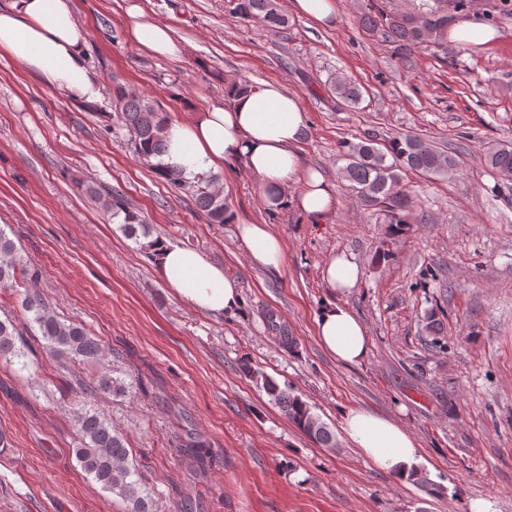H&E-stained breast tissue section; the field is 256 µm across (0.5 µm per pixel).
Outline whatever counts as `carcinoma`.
<instances>
[{
    "instance_id": "1",
    "label": "carcinoma",
    "mask_w": 512,
    "mask_h": 512,
    "mask_svg": "<svg viewBox=\"0 0 512 512\" xmlns=\"http://www.w3.org/2000/svg\"><path fill=\"white\" fill-rule=\"evenodd\" d=\"M233 12L248 23H255L269 32L279 33L288 26L276 0H231ZM360 23L382 41L393 45L403 56L421 46L448 44V27L451 24L447 6L441 0L426 5L425 10L414 14H391L379 0H363ZM330 90L348 105L359 103L362 92L359 86L345 78H337ZM112 104L119 115L118 129L128 135L133 153L160 178L194 200L195 205L211 224H224L229 207L224 202L213 177L202 175L195 181L185 180L178 172L166 169L162 156L165 153L167 116L159 103L146 96L129 92L124 84L113 80ZM487 167L496 175H512V143L498 141L483 149ZM339 159L345 162L343 177L349 183L358 202L384 212L393 234H404L412 224L415 206L410 193L402 187V173L411 171L420 176H442L456 171L457 163L450 155L439 150L418 135L395 137L385 145L368 136L357 142L345 141ZM86 194L104 204L111 218L121 219L123 231L130 237L149 236L141 216L132 210L126 197L116 189L99 185L92 180L84 182ZM39 272L24 262L15 241L0 228V288H21L20 306L28 315V322L38 328L44 348L51 355L64 360L98 362L104 348L84 325L71 318L54 314L46 298L39 292L26 288L27 282L37 279ZM19 323L0 319V360L12 362L25 356L17 346ZM262 388L270 400L288 416V420L317 444L336 447L334 433L314 413L312 406L288 386H280L272 378L261 377ZM130 384L121 377L107 373L98 376L90 386L92 391H103L114 397L129 393ZM78 444L72 453L81 469L100 485L101 489L128 504V512H158L154 499L144 487L134 469L129 466V450L123 434L92 409L75 413ZM410 480L420 485L426 494L433 496L443 488L412 469Z\"/></svg>"
}]
</instances>
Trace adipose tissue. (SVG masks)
<instances>
[{
    "label": "adipose tissue",
    "mask_w": 512,
    "mask_h": 512,
    "mask_svg": "<svg viewBox=\"0 0 512 512\" xmlns=\"http://www.w3.org/2000/svg\"><path fill=\"white\" fill-rule=\"evenodd\" d=\"M129 30L132 40L154 55L169 58L181 52L165 25L135 17ZM87 41L88 32L77 21L71 0H15L0 8V53L48 86L93 104L100 99L101 86L86 59ZM305 128L299 96L267 82L238 90L227 104L211 106L191 122L169 125L163 160L189 179L243 163L260 178L268 207L276 209L289 201L319 220L333 210L336 192L321 171L303 164L297 146ZM237 229L252 264L267 270L284 265L283 242L267 225L241 223ZM157 272L178 297L197 310L221 316L240 305L235 281L198 252L165 243ZM316 335L340 362L358 364L368 356L366 327L354 313L334 302H326L318 313ZM343 431L378 469L404 476L412 468L416 444L400 423L354 408L344 418Z\"/></svg>",
    "instance_id": "adipose-tissue-1"
}]
</instances>
